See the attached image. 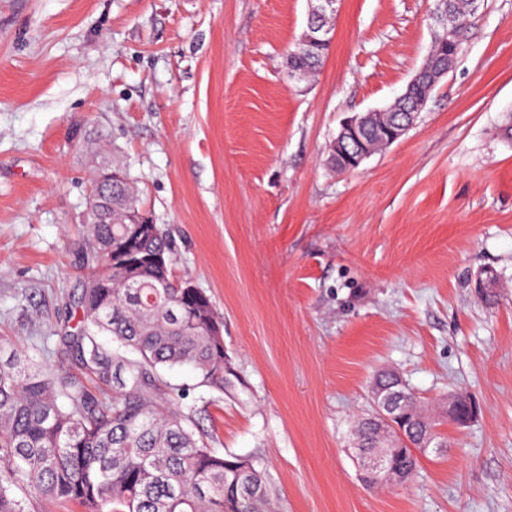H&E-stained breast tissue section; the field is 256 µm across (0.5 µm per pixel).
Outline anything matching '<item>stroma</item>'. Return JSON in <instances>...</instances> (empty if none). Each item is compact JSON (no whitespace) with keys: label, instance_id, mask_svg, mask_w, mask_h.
Returning <instances> with one entry per match:
<instances>
[{"label":"stroma","instance_id":"1","mask_svg":"<svg viewBox=\"0 0 512 512\" xmlns=\"http://www.w3.org/2000/svg\"><path fill=\"white\" fill-rule=\"evenodd\" d=\"M435 7L340 0L308 82L287 64L308 0H0V337L84 377L60 338L92 271L91 165L116 159L223 317L232 391L158 371L201 443L253 459L281 512H512V0H481L404 136L329 162L342 120L422 65ZM382 370L479 412L369 490L351 431Z\"/></svg>","mask_w":512,"mask_h":512}]
</instances>
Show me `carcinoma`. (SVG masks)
<instances>
[{
	"instance_id": "obj_1",
	"label": "carcinoma",
	"mask_w": 512,
	"mask_h": 512,
	"mask_svg": "<svg viewBox=\"0 0 512 512\" xmlns=\"http://www.w3.org/2000/svg\"><path fill=\"white\" fill-rule=\"evenodd\" d=\"M477 4L453 3L455 19L441 30L455 53L459 33ZM97 205L83 225L96 263L76 307L81 320L63 341L98 384V396L82 381L56 374L23 350L0 343V512H26L15 489L26 486L46 499L78 503L84 512H277L273 492L247 457H224L199 444L190 416L177 411L156 384L160 367L189 365L198 385L224 393L223 320L210 297L166 288L172 268L144 264L129 288L123 250L129 225L119 212L134 205L135 189L118 164L97 169L90 182ZM141 257L170 255L161 227L136 240ZM107 334L135 354L127 358L97 341ZM439 420L406 421L395 438L393 466L400 483L417 471L411 445L429 435L448 444Z\"/></svg>"
}]
</instances>
